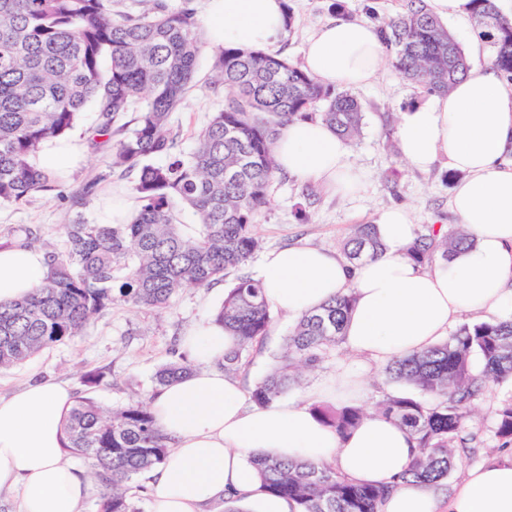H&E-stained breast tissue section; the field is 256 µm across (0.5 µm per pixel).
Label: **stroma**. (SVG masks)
I'll return each instance as SVG.
<instances>
[{"label":"stroma","mask_w":512,"mask_h":512,"mask_svg":"<svg viewBox=\"0 0 512 512\" xmlns=\"http://www.w3.org/2000/svg\"><path fill=\"white\" fill-rule=\"evenodd\" d=\"M331 3L332 0H291L292 31L267 46V53L303 63L309 39L335 17ZM214 81L212 49L207 46L200 54L192 88L171 116L183 152L194 149L198 131L224 104V91L215 87ZM352 93L361 101L364 112L361 133L351 142V159L364 175L362 188L346 199L321 189L308 199L304 196L305 182L276 175L270 203L257 226L265 250L300 242L338 250L353 225L371 222L376 209L383 206L407 207L420 235L427 233L431 225L453 223L449 207L453 184L448 179V167L442 164L427 173L405 167L395 133L386 129L383 121L385 113L423 100V93L388 65L367 85L353 88ZM111 152L108 144L96 150L86 149L78 159L58 168L65 199L39 194L20 204L0 206V242L11 240L15 230L31 228L38 231L42 242L59 248L63 245L61 226L67 219L80 215L95 224L111 223L114 202H133V180L112 169ZM301 206L309 214L308 222L296 217ZM227 287L224 281L207 288L185 286L160 312L113 303L70 341L43 350L23 365L0 371V394L40 378L69 382L80 393L84 390V373L100 369L105 373L104 380L91 395L101 405L120 406L133 398L148 400L155 391L154 375L170 359L177 338L211 319ZM292 326V319L273 313L267 340L251 354L250 364L242 374L245 389H252L267 373ZM350 362L356 363L369 379L362 396L365 405H375L383 395L401 392V385L386 382L380 369L364 358H352L346 344L341 343L331 360L304 371L300 383L289 390V397L305 396ZM510 400L512 382L508 381L490 387L474 402L466 431L473 438L475 454L458 462L450 483L459 482L468 469L497 455L499 441L493 412Z\"/></svg>","instance_id":"35a3bbf8"}]
</instances>
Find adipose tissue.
<instances>
[{
  "instance_id": "ef3b65f1",
  "label": "adipose tissue",
  "mask_w": 512,
  "mask_h": 512,
  "mask_svg": "<svg viewBox=\"0 0 512 512\" xmlns=\"http://www.w3.org/2000/svg\"><path fill=\"white\" fill-rule=\"evenodd\" d=\"M208 26L221 44L265 47L284 34L282 0H211ZM384 57L372 23L339 19L310 40L304 67L324 83L361 86ZM396 135L408 166L426 171L442 162L462 173L451 210L472 246L421 266L404 253L414 239L409 213L390 207L373 218L381 254L351 264L333 251L292 245L266 252L257 268L269 306L294 318L353 295L346 343L377 365L436 345L464 313L512 320V87L494 68L473 69L449 92L401 109ZM273 153L280 172L333 194L352 195L362 183L347 140L323 121H293ZM46 271L43 250L0 246V302L31 294ZM233 343L220 326L193 328L180 344L191 374L151 397L171 439L151 475L152 512H209L229 492L255 502L256 512H296L294 501L260 493L255 454L330 462L351 480L392 484L383 512H512V458L468 470L448 491L402 480L416 443L389 419L368 414L344 436L322 424L313 402L358 398L364 378L356 370L336 372L307 399L247 408L239 380L218 365ZM72 402L71 387L51 380L0 396V494L16 495V512H81L90 495L88 478L66 460L60 424Z\"/></svg>"
}]
</instances>
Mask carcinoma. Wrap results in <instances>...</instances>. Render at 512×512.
<instances>
[{"label": "carcinoma", "instance_id": "carcinoma-1", "mask_svg": "<svg viewBox=\"0 0 512 512\" xmlns=\"http://www.w3.org/2000/svg\"><path fill=\"white\" fill-rule=\"evenodd\" d=\"M137 2L148 8L119 10V0H0V205L57 190L54 170L37 158L88 108L96 113V135L104 137L92 146L113 142L112 169L136 174V205L126 222L78 217L61 225L63 247L46 249L47 272L34 293L0 303L1 370L70 340L114 302L159 311L177 289L231 275L213 321L234 338L224 373L245 369L272 324L263 288L241 269L263 246L256 224L277 173L273 144L298 118H319L349 139L360 134L362 106L348 92L260 48L223 45L213 50V66L224 107L199 131L193 151L183 153L170 115L191 88L204 19L193 0L178 9L165 0ZM471 2L473 26L493 48L492 66L512 82V19L495 0ZM378 30L390 66L427 95L447 92L470 71L464 50L425 0H402ZM129 112L137 113L132 123L125 121ZM180 208L201 226L197 238L183 235ZM467 242L461 228H431L407 254L430 264ZM384 248L375 224L354 226L341 244L351 263ZM351 308L352 298L342 296L299 318L274 369L250 391L251 402L271 405L299 383L303 369L330 358ZM191 370L180 354L162 365L156 384ZM383 374L414 388L376 405L417 438L420 454L404 477L444 481L473 441L465 423L474 400L489 384L512 381V320L464 323L430 349L386 365ZM313 411L344 434L365 408L343 402L315 404ZM494 419L501 448L512 446V401L498 406ZM62 431L64 448L87 465L98 512H139L131 483L160 465L170 447L149 404L108 409L81 395ZM250 462L259 491L292 499L298 512H382L391 490L356 484L330 464L269 456Z\"/></svg>", "mask_w": 512, "mask_h": 512}]
</instances>
